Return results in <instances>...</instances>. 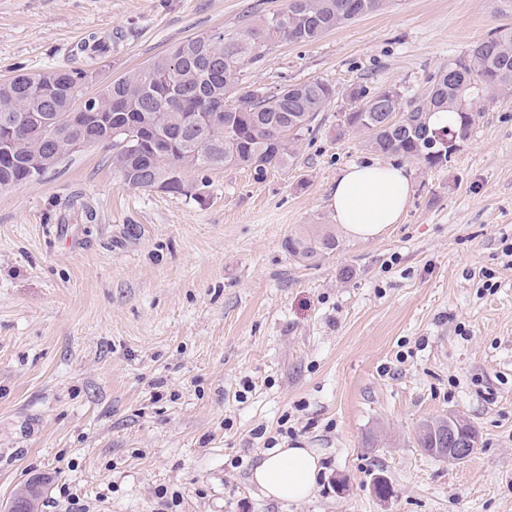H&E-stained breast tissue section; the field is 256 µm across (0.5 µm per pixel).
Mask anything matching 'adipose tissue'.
Here are the masks:
<instances>
[{
  "instance_id": "1",
  "label": "adipose tissue",
  "mask_w": 512,
  "mask_h": 512,
  "mask_svg": "<svg viewBox=\"0 0 512 512\" xmlns=\"http://www.w3.org/2000/svg\"><path fill=\"white\" fill-rule=\"evenodd\" d=\"M409 177L404 169L367 163L346 168L337 180L329 206L350 237H379L404 212ZM319 455L310 448H273L255 466L251 481L269 498L300 501L311 495L320 478Z\"/></svg>"
}]
</instances>
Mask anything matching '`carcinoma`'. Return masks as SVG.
Returning a JSON list of instances; mask_svg holds the SVG:
<instances>
[{"label":"carcinoma","instance_id":"obj_1","mask_svg":"<svg viewBox=\"0 0 512 512\" xmlns=\"http://www.w3.org/2000/svg\"><path fill=\"white\" fill-rule=\"evenodd\" d=\"M346 2L288 0L284 9L236 33L187 39L172 54L103 88L95 99L106 120L80 128L52 124L37 129L19 123L17 116L46 112L60 118L75 109L88 71L21 73L0 81V145L11 152L10 159L0 158V185L23 181L36 159H61L80 139L112 143V167L132 187L147 189L153 177L175 174L178 179L168 191L182 194L185 173L202 174L193 192L198 199L209 187L205 172L214 168H244L261 179L268 170L287 166L295 146L314 131L319 114L336 98V87L311 79L268 93L240 86L242 69L270 43L314 42L346 22L383 10L390 0H362L364 8L357 13L349 12ZM511 93L512 27L502 26L440 67L426 89L409 100L395 86L376 92L363 84L351 86L339 135L355 134L366 150L382 156L412 159L427 169L443 167L452 159L449 145L471 136L477 118L473 103ZM436 112H453L456 120L434 127L430 118ZM285 247L290 256L309 262L339 249L340 241L331 225L318 224L295 230ZM434 432L448 433V417L419 427L417 443L427 454ZM33 482L29 479L12 497L19 503L16 512H39L42 497L28 491Z\"/></svg>","mask_w":512,"mask_h":512}]
</instances>
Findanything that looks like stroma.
Wrapping results in <instances>:
<instances>
[{"mask_svg":"<svg viewBox=\"0 0 512 512\" xmlns=\"http://www.w3.org/2000/svg\"><path fill=\"white\" fill-rule=\"evenodd\" d=\"M287 3L0 0V81L80 67L94 94ZM510 24L512 0H392L265 47L242 83L409 98ZM347 109L264 179L209 171L200 200L129 186L103 144L0 188V512L33 476L41 512H512V95L476 105L446 166L400 159L409 201L383 235L301 262L288 236L332 223L337 178L378 160L339 135ZM449 413L479 432L463 462L417 444ZM292 447L320 455L313 495L264 497L255 465Z\"/></svg>","mask_w":512,"mask_h":512,"instance_id":"35a3bbf8","label":"stroma"}]
</instances>
